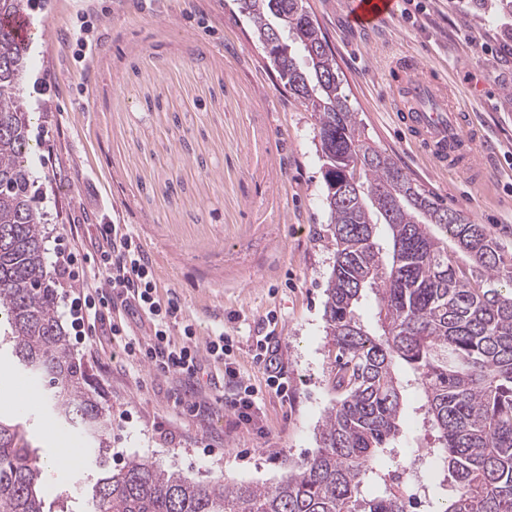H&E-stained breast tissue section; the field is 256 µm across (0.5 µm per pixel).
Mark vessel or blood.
<instances>
[{"label": "vessel or blood", "mask_w": 512, "mask_h": 512, "mask_svg": "<svg viewBox=\"0 0 512 512\" xmlns=\"http://www.w3.org/2000/svg\"><path fill=\"white\" fill-rule=\"evenodd\" d=\"M395 0H352V23L370 27L394 10ZM395 115L410 139L440 169L483 178L479 158L483 136L460 102L448 91L447 80L413 55L399 54L389 63Z\"/></svg>", "instance_id": "vessel-or-blood-1"}]
</instances>
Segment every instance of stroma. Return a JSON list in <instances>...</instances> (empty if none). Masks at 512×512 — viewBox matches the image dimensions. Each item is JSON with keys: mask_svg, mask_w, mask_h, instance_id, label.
I'll return each mask as SVG.
<instances>
[{"mask_svg": "<svg viewBox=\"0 0 512 512\" xmlns=\"http://www.w3.org/2000/svg\"><path fill=\"white\" fill-rule=\"evenodd\" d=\"M305 2L366 135L512 255V9L421 0L364 29L351 24L349 0ZM84 16L99 36L85 56L70 36ZM26 17L28 169L47 253L65 247L88 264L98 224L127 225L161 300L178 302L199 340L223 328L232 362L259 391L251 424L227 401L192 414L173 403L176 378L131 363L109 321L97 323L70 348L108 411L109 468L140 458L197 482L275 485L317 451L336 400L324 319L335 251L314 114L280 80L237 0H32ZM400 52L457 90L483 133L482 183L437 170L396 124L386 65ZM266 335L285 367L284 396L253 359ZM420 404L408 387L396 448L407 465L433 444ZM0 415L24 426L44 460L81 448L80 466L51 469L43 498L47 512H90L101 470L86 439L40 404L10 400Z\"/></svg>", "mask_w": 512, "mask_h": 512, "instance_id": "1", "label": "stroma"}]
</instances>
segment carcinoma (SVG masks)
I'll list each match as a JSON object with an SVG mask.
<instances>
[{
	"label": "carcinoma",
	"mask_w": 512,
	"mask_h": 512,
	"mask_svg": "<svg viewBox=\"0 0 512 512\" xmlns=\"http://www.w3.org/2000/svg\"><path fill=\"white\" fill-rule=\"evenodd\" d=\"M288 90L316 116L335 263L325 289L327 409L315 455L274 487L195 482L143 459L107 468L108 415L88 387L55 309L40 221L31 205L28 111L19 77L27 44L0 23V315L14 362L37 380L59 419L98 443L104 468L93 512H408L382 456L401 434L414 373L429 449L456 483L430 512H512V258L486 229L444 207L365 136L335 56L305 0H239ZM30 0H0V20ZM359 193L345 198L344 182ZM462 258L433 232L435 220ZM378 332L358 313L366 292ZM46 464L20 425L0 416V512H44Z\"/></svg>",
	"instance_id": "carcinoma-1"
}]
</instances>
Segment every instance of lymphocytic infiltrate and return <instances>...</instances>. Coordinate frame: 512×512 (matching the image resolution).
Here are the masks:
<instances>
[{"label": "lymphocytic infiltrate", "instance_id": "lymphocytic-infiltrate-1", "mask_svg": "<svg viewBox=\"0 0 512 512\" xmlns=\"http://www.w3.org/2000/svg\"><path fill=\"white\" fill-rule=\"evenodd\" d=\"M94 248L98 265L93 272L80 269L73 252L60 249L54 255L55 268L67 286L65 295L74 329L111 310L121 309L145 318L149 331L141 337L127 334L123 323L111 326L114 340L128 358L155 373L176 376L192 391L200 384L203 364H213L235 388L232 405L239 420L250 423L258 397L253 385L227 362L228 337L219 332L206 343H199L193 326L182 324L178 303L160 301L150 261L134 235L122 225H99ZM91 277L103 281L104 289L89 287L87 280ZM177 326L183 333L178 343L171 339V330Z\"/></svg>", "mask_w": 512, "mask_h": 512}]
</instances>
